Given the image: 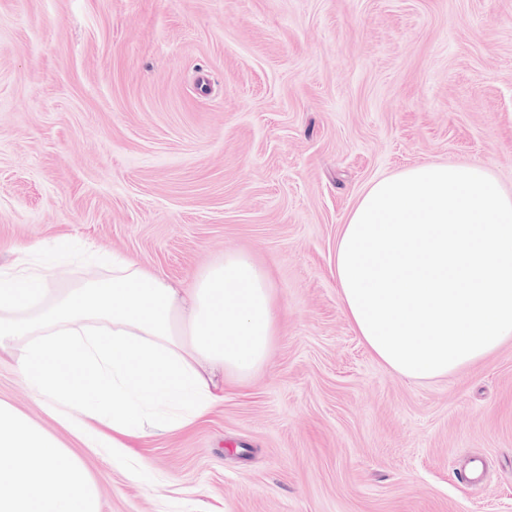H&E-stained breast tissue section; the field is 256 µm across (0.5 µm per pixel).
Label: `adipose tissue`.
<instances>
[{"instance_id":"ef3b65f1","label":"adipose tissue","mask_w":512,"mask_h":512,"mask_svg":"<svg viewBox=\"0 0 512 512\" xmlns=\"http://www.w3.org/2000/svg\"><path fill=\"white\" fill-rule=\"evenodd\" d=\"M58 262L0 273V359L89 448L181 431L265 365L279 307L268 271L228 253L174 284L131 257L65 282ZM343 314L375 359L412 380L512 339V195L481 166L424 164L372 182L336 242ZM0 512H101L83 460L0 400Z\"/></svg>"}]
</instances>
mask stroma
Instances as JSON below:
<instances>
[{"label": "stroma", "instance_id": "stroma-1", "mask_svg": "<svg viewBox=\"0 0 512 512\" xmlns=\"http://www.w3.org/2000/svg\"><path fill=\"white\" fill-rule=\"evenodd\" d=\"M476 164L512 194V0H0V271L66 237L173 281L230 252L281 307L266 364L191 427L80 447L102 512H512V340L380 364L336 240L376 179Z\"/></svg>", "mask_w": 512, "mask_h": 512}]
</instances>
